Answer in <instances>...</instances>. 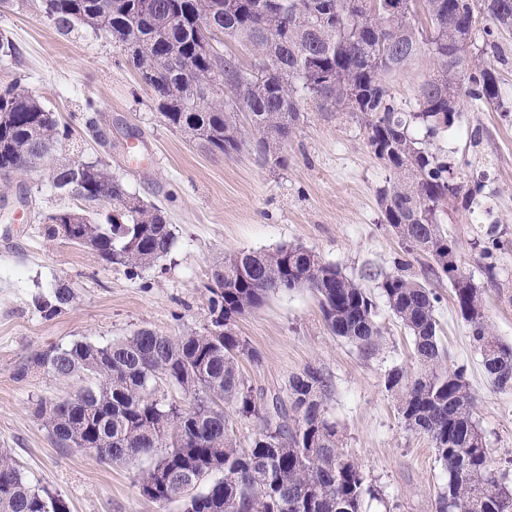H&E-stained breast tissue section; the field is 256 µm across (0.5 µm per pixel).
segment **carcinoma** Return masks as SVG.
I'll return each instance as SVG.
<instances>
[{
  "instance_id": "carcinoma-1",
  "label": "carcinoma",
  "mask_w": 512,
  "mask_h": 512,
  "mask_svg": "<svg viewBox=\"0 0 512 512\" xmlns=\"http://www.w3.org/2000/svg\"><path fill=\"white\" fill-rule=\"evenodd\" d=\"M370 0H41L43 17L61 34L80 23L114 38L155 94L164 122L212 153L230 157L257 133L265 160L283 167L282 147L311 103L322 112L366 117L374 155L395 175L378 190L385 224L405 259L396 271L369 274L413 340L419 370L390 369L385 390L396 400L405 427L431 439L446 472L438 512H512L506 475L487 462L486 440L474 416L465 371L445 366L438 343V297L411 272L409 258L430 257L429 273L448 279L454 305L469 327L487 376L512 391V344L487 321L479 288L448 270L456 249L439 224L445 203L470 210L479 184L467 188L454 166L431 149L452 128L461 104H496L497 72L470 58L469 20L481 15L485 47L512 31V0H407L409 15L389 17ZM226 36L251 48L262 65L248 72L212 43ZM433 54L438 78L454 86L457 104L424 82L415 105L399 101L390 81L422 52ZM249 117L250 128L239 120ZM0 180L24 172L71 138L60 123L14 79L0 87ZM53 187L89 204L105 200L122 223L98 224L91 215L74 234L60 210L44 220V235L96 251L108 265L132 275L171 253L174 236L162 208L130 194L110 165L77 158L57 167ZM203 330L168 335L138 329L98 345L75 340L37 350L19 363V381L44 372L81 383L65 396L36 403L34 414L58 448L93 452L111 462L151 459L137 482L142 497L159 504L180 500L183 512H361L375 490L343 452L336 422L326 411L331 382L308 367L288 379L286 397L266 402L254 394L239 362L257 359L235 331L237 317L264 305L280 290L307 288L318 298L334 335L361 348L375 345L380 328L371 291L311 249L283 245L238 251L216 263ZM73 300L57 285L35 297L50 318ZM181 390L184 408L167 401L160 385ZM255 423L248 446L238 441L224 405ZM221 477L208 481L212 475ZM191 485L193 493L185 490ZM0 512H70L50 488L31 485L7 449L0 448Z\"/></svg>"
}]
</instances>
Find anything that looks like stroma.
<instances>
[{
	"mask_svg": "<svg viewBox=\"0 0 512 512\" xmlns=\"http://www.w3.org/2000/svg\"><path fill=\"white\" fill-rule=\"evenodd\" d=\"M38 5L23 0L19 9L0 14V36L19 50L9 68H0V84L21 79L71 125L73 136L56 146V160L101 159L130 192L162 207L174 246L165 260L129 277L92 250L40 232L43 215L82 206L53 189L52 165L15 174L0 187V448L10 451L31 484L61 493L71 512H181V502L159 504L140 495L137 479L148 460L112 464L55 447L33 410L67 388L43 372L16 381L15 366L35 350L83 338L106 344L140 328L201 330L210 270L239 250L298 244L373 288L367 272L394 271L401 255L377 198L391 172L368 145L364 116L313 108L288 140L286 167L264 162L251 143L230 158L210 153L164 123L150 88L105 33L78 25L60 34ZM497 43L491 63L501 81L499 105H462L461 136L441 134L432 144L462 181L485 177L478 208H446L439 222L481 290L494 335L512 344V33L498 35ZM89 99L99 109L100 142L85 128ZM494 222L499 244L490 273L477 241ZM431 263L425 255L413 261L440 298L436 317L447 365L466 368L489 464L512 485V392L497 390L485 375L447 279L426 274ZM59 282L74 298L61 313L44 318L33 299ZM377 322L381 336L373 349L363 350L327 330L314 293L276 291L236 322L238 336L258 355L243 360L241 371L269 400L284 394L290 375L320 369L332 383L326 410L341 431L342 448L377 491L364 512H437L444 474L433 444L405 428L383 385L391 368L416 371L413 341L386 303L378 305Z\"/></svg>",
	"mask_w": 512,
	"mask_h": 512,
	"instance_id": "35a3bbf8",
	"label": "stroma"
}]
</instances>
